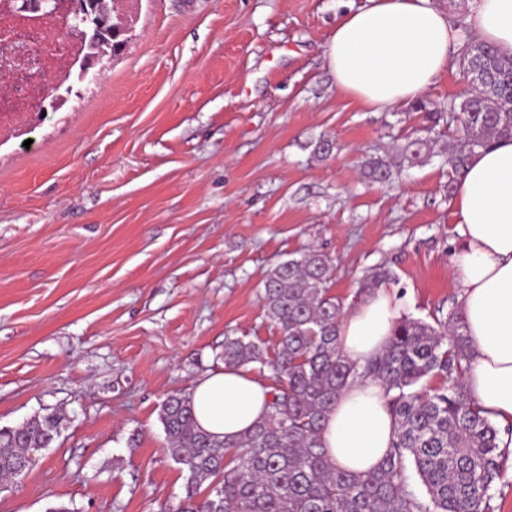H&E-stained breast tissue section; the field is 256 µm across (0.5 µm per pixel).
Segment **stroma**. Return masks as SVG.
Instances as JSON below:
<instances>
[{"mask_svg":"<svg viewBox=\"0 0 512 512\" xmlns=\"http://www.w3.org/2000/svg\"><path fill=\"white\" fill-rule=\"evenodd\" d=\"M364 3L115 0L122 50L0 137V429L61 416L0 512L176 507L160 405L223 370L225 337L275 344L259 295L278 262L327 253L348 307L380 265L402 314L452 307L447 125L338 94L324 56ZM416 137L427 161L362 178ZM363 175L373 182L385 183L392 176V168L385 159L369 157L363 164Z\"/></svg>","mask_w":512,"mask_h":512,"instance_id":"stroma-1","label":"stroma"}]
</instances>
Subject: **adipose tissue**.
Masks as SVG:
<instances>
[{
  "instance_id": "ef3b65f1",
  "label": "adipose tissue",
  "mask_w": 512,
  "mask_h": 512,
  "mask_svg": "<svg viewBox=\"0 0 512 512\" xmlns=\"http://www.w3.org/2000/svg\"><path fill=\"white\" fill-rule=\"evenodd\" d=\"M512 56V0H477L456 22L433 0H367L344 12L326 46L337 91L372 108L418 100L447 71L463 32ZM452 265L472 359L464 375L469 398L499 426L512 424V139L494 140L468 163L456 182ZM398 290L383 286L345 314L343 353L359 363L388 345L398 313ZM266 382L228 365L200 379L191 401L201 429L234 440L264 417ZM395 421L381 384L346 387L322 423L330 461L369 473L386 458Z\"/></svg>"
}]
</instances>
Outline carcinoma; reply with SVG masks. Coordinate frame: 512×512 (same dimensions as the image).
I'll return each mask as SVG.
<instances>
[{"label": "carcinoma", "mask_w": 512, "mask_h": 512, "mask_svg": "<svg viewBox=\"0 0 512 512\" xmlns=\"http://www.w3.org/2000/svg\"><path fill=\"white\" fill-rule=\"evenodd\" d=\"M97 3L81 0L82 11L89 27L108 33V11ZM458 62L474 86L470 96L451 101L458 118L433 112L422 100L411 106L433 127L443 118L455 124L448 163L457 176L492 140L512 137V56L467 35ZM428 152V141L409 140L400 148L399 165L415 166ZM363 175L385 183L392 168L370 157ZM333 271L332 259L317 249L273 265L261 301L279 328L274 348L224 337V364H257L274 383L266 416L239 439L226 442L201 430L186 393L161 404L167 451L187 473L175 512H496L491 490L504 473L508 449L499 447L498 429L464 387L470 353L461 313L451 308L430 322L404 316L384 351L359 364L340 350L344 304L332 293ZM393 277L385 267L372 270L358 295L370 296ZM368 381L385 388L396 434L379 468L361 475L329 460L320 430L341 391ZM58 427L59 416L48 412L0 429V479L29 470L31 449L49 447ZM414 475L426 495L416 492Z\"/></svg>", "instance_id": "carcinoma-1"}]
</instances>
